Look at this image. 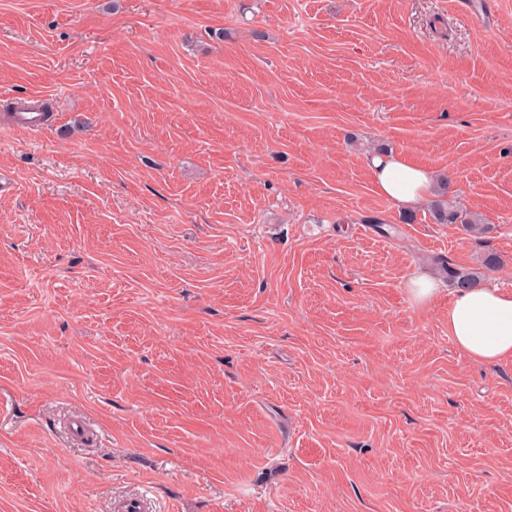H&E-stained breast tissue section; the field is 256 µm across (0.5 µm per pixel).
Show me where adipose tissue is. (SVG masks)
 I'll list each match as a JSON object with an SVG mask.
<instances>
[{"label":"adipose tissue","instance_id":"obj_1","mask_svg":"<svg viewBox=\"0 0 512 512\" xmlns=\"http://www.w3.org/2000/svg\"><path fill=\"white\" fill-rule=\"evenodd\" d=\"M370 172L375 192L402 209L426 200L433 185L431 170L398 153L373 155ZM448 334L472 361L512 358V291L487 286L455 291L448 301Z\"/></svg>","mask_w":512,"mask_h":512}]
</instances>
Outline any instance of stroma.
<instances>
[{
    "label": "stroma",
    "instance_id": "obj_1",
    "mask_svg": "<svg viewBox=\"0 0 512 512\" xmlns=\"http://www.w3.org/2000/svg\"><path fill=\"white\" fill-rule=\"evenodd\" d=\"M0 172V512H512V0H0ZM369 168L375 192L397 208H414L431 192L432 171L408 161L400 153L375 154ZM433 217L439 224H463L472 233H483L487 228L484 224H479L475 215H463V212L440 203L436 204ZM442 268L448 281L459 289L448 300V334L456 347L478 363L512 358V291L473 288L484 277L477 269L461 270L449 262L442 263ZM412 297L419 305L428 303L436 294V284L427 276L426 273L417 274L409 282Z\"/></svg>",
    "mask_w": 512,
    "mask_h": 512
}]
</instances>
